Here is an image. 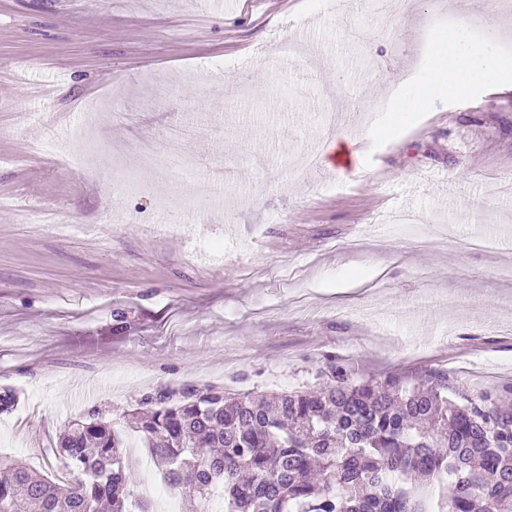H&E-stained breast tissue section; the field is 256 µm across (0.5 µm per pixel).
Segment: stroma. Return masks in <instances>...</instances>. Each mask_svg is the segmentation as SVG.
I'll list each match as a JSON object with an SVG mask.
<instances>
[{
  "label": "stroma",
  "instance_id": "1",
  "mask_svg": "<svg viewBox=\"0 0 512 512\" xmlns=\"http://www.w3.org/2000/svg\"><path fill=\"white\" fill-rule=\"evenodd\" d=\"M457 26L512 59V0H0V461L54 479L92 408L308 390L330 361L512 384V91L428 96L422 43ZM119 165L152 193L114 199ZM202 180L206 220L156 212Z\"/></svg>",
  "mask_w": 512,
  "mask_h": 512
}]
</instances>
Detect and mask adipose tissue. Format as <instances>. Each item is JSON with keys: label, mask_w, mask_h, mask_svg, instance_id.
I'll return each instance as SVG.
<instances>
[{"label": "adipose tissue", "mask_w": 512, "mask_h": 512, "mask_svg": "<svg viewBox=\"0 0 512 512\" xmlns=\"http://www.w3.org/2000/svg\"><path fill=\"white\" fill-rule=\"evenodd\" d=\"M460 33H452L436 42L432 57L435 68L429 84V93L434 98H445L458 93L465 82H485L488 73L498 71L512 73V59L472 58L462 60Z\"/></svg>", "instance_id": "1"}]
</instances>
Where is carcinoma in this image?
I'll list each match as a JSON object with an SVG mask.
<instances>
[{
  "label": "carcinoma",
  "mask_w": 512,
  "mask_h": 512,
  "mask_svg": "<svg viewBox=\"0 0 512 512\" xmlns=\"http://www.w3.org/2000/svg\"><path fill=\"white\" fill-rule=\"evenodd\" d=\"M326 382L266 395L185 388L145 396L130 428L162 480L222 493L224 512H512V386L472 395L430 375L360 379L328 362ZM100 409L52 442L82 477L51 481L0 463V512H154L127 491L133 464Z\"/></svg>",
  "instance_id": "1"
}]
</instances>
